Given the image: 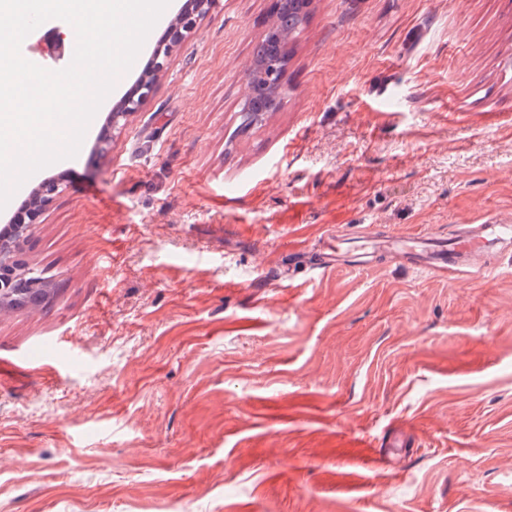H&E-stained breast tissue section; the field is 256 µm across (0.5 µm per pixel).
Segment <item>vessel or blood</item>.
<instances>
[{
  "label": "vessel or blood",
  "instance_id": "obj_1",
  "mask_svg": "<svg viewBox=\"0 0 512 512\" xmlns=\"http://www.w3.org/2000/svg\"><path fill=\"white\" fill-rule=\"evenodd\" d=\"M512 248V218L491 216L479 224H463L441 237L410 233L382 236L376 250L426 273L456 276L481 271L491 255Z\"/></svg>",
  "mask_w": 512,
  "mask_h": 512
}]
</instances>
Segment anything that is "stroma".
<instances>
[{
	"label": "stroma",
	"mask_w": 512,
	"mask_h": 512,
	"mask_svg": "<svg viewBox=\"0 0 512 512\" xmlns=\"http://www.w3.org/2000/svg\"><path fill=\"white\" fill-rule=\"evenodd\" d=\"M276 0H221L99 147L0 312V512H512V251L322 271L330 236L512 212V0H313L244 127ZM51 19L23 41L41 67ZM238 198L229 203L228 192ZM284 69H278L276 61L267 60L261 65L257 69L260 80L256 82L247 80L244 100L248 102L241 112H256V115L270 112L278 103V93H285L282 83Z\"/></svg>",
	"instance_id": "stroma-1"
}]
</instances>
